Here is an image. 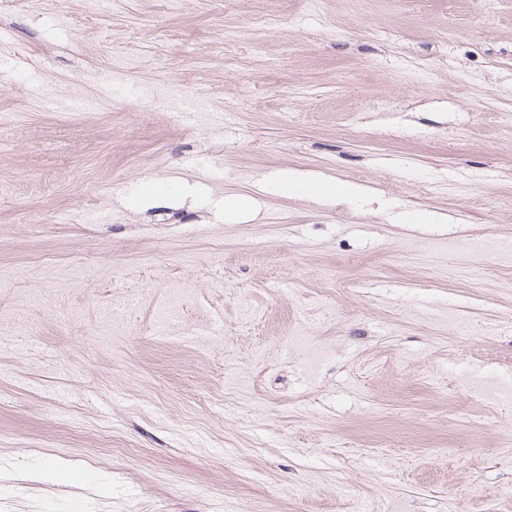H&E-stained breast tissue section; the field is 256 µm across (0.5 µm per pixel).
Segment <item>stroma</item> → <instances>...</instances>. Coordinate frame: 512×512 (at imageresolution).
I'll list each match as a JSON object with an SVG mask.
<instances>
[{"instance_id":"obj_1","label":"stroma","mask_w":512,"mask_h":512,"mask_svg":"<svg viewBox=\"0 0 512 512\" xmlns=\"http://www.w3.org/2000/svg\"><path fill=\"white\" fill-rule=\"evenodd\" d=\"M77 2L0 0V512H512V0ZM279 190L288 196H336L353 199L361 195L362 188L344 181L313 182L295 171H283L278 182Z\"/></svg>"}]
</instances>
